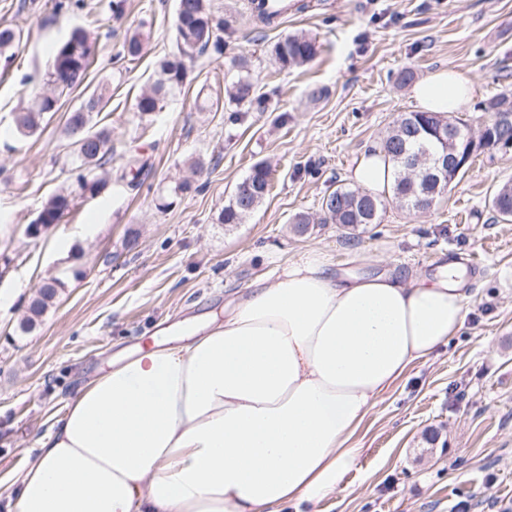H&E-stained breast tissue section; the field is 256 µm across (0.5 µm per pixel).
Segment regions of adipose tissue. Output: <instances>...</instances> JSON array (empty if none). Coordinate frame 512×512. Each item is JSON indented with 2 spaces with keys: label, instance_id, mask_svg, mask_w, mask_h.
Wrapping results in <instances>:
<instances>
[{
  "label": "adipose tissue",
  "instance_id": "obj_1",
  "mask_svg": "<svg viewBox=\"0 0 512 512\" xmlns=\"http://www.w3.org/2000/svg\"><path fill=\"white\" fill-rule=\"evenodd\" d=\"M476 93L447 69L411 89L437 113ZM348 178L388 193L382 145ZM455 273L340 276L319 250L289 259L187 343L155 338L79 387L19 477L15 512H306L357 467L383 394L463 327Z\"/></svg>",
  "mask_w": 512,
  "mask_h": 512
}]
</instances>
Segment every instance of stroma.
Masks as SVG:
<instances>
[{
    "instance_id": "35a3bbf8",
    "label": "stroma",
    "mask_w": 512,
    "mask_h": 512,
    "mask_svg": "<svg viewBox=\"0 0 512 512\" xmlns=\"http://www.w3.org/2000/svg\"><path fill=\"white\" fill-rule=\"evenodd\" d=\"M85 0L59 13L54 0H0V25L23 32L15 62L0 72V512L31 451L62 415L67 398L112 356L148 346L159 329L225 303L277 263L319 249L337 270L432 274L441 262L476 256L466 272L471 298L461 332L381 397L357 439L359 466L319 512H512V222L490 200L512 182V151L476 155L432 208L411 214L387 204L358 235L333 224L296 233L292 217L317 212L346 183L364 145L382 141L395 117L415 109L400 75L468 70L477 101L512 95V0H306L277 26L256 24L244 0H214L224 17V55L189 63L183 86L149 116L138 97L158 62L175 50V0ZM94 23L95 62L86 88L60 102L33 137L13 135L27 81L42 80L72 28ZM303 31L319 53L282 67L271 47ZM142 33L140 59L123 43ZM250 62L264 112L225 102L234 59ZM111 100L94 120L112 128V177L98 196L78 201L67 223L31 232L41 203L66 181L67 112L88 89ZM211 98L197 100L201 86ZM322 89L312 99L313 89ZM139 155L148 172L123 178ZM203 160L202 174L191 164ZM273 171L272 189L240 224L217 216L253 165ZM192 180L193 191L159 209L160 190ZM74 259L56 243L80 225ZM65 286L36 329L19 323L37 286Z\"/></svg>"
}]
</instances>
